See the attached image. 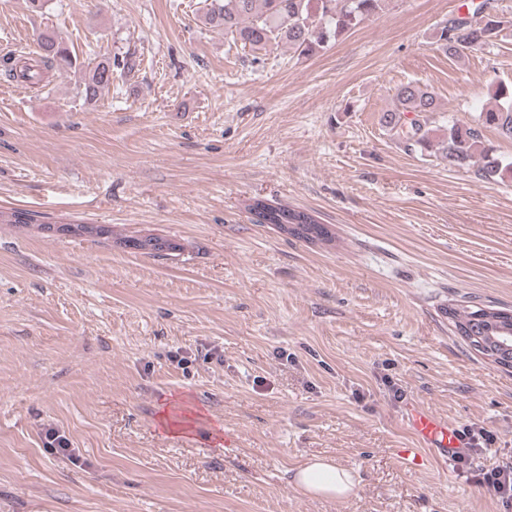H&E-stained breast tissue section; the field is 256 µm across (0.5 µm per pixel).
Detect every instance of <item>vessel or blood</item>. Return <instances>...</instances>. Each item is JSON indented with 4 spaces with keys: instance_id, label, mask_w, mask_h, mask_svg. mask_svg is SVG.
I'll return each instance as SVG.
<instances>
[{
    "instance_id": "obj_1",
    "label": "vessel or blood",
    "mask_w": 512,
    "mask_h": 512,
    "mask_svg": "<svg viewBox=\"0 0 512 512\" xmlns=\"http://www.w3.org/2000/svg\"><path fill=\"white\" fill-rule=\"evenodd\" d=\"M407 426L418 441L417 447L401 449L400 454L413 461L421 456L422 450H429L434 456L447 460L460 452L463 441L447 422L419 407L412 408L407 415Z\"/></svg>"
}]
</instances>
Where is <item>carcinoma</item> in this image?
Instances as JSON below:
<instances>
[{
  "mask_svg": "<svg viewBox=\"0 0 512 512\" xmlns=\"http://www.w3.org/2000/svg\"><path fill=\"white\" fill-rule=\"evenodd\" d=\"M389 0H211L204 15L206 24L224 30L225 34L245 47L261 50L271 44L283 43L288 50L311 56L330 40H335L360 25L366 18L386 7ZM470 13L480 15L474 21L458 17L448 19L437 28L435 38L440 48L451 56H458L461 48H488L494 45L504 30L505 21L496 12L493 0L471 3ZM35 57L23 59L8 70V76L22 83L37 85L53 68L67 69L76 65L65 41L54 33L42 34L37 42ZM136 61L131 58L107 56L89 70L84 82L85 98L92 101L99 92L112 83L118 67L132 69ZM495 104L483 108L476 125L463 129L457 124L434 125L432 115L438 111L434 94L417 83L398 86L392 104L383 119L386 127L394 131L406 148L435 146L437 153L457 166L469 164L481 156L483 164L478 176L494 181L512 173V161L505 162L488 154L482 148L485 128H492L504 138L512 140V86L500 83L493 93ZM256 212L260 224L295 225L301 239L310 243L331 244L335 235L313 215L285 205H272L255 199L247 205ZM448 320L455 332L480 355L485 352L476 346L481 337L494 353L490 362L512 369V349L501 347L489 335L491 329H512V311L492 306L457 304L448 307Z\"/></svg>",
  "mask_w": 512,
  "mask_h": 512,
  "instance_id": "obj_1",
  "label": "carcinoma"
}]
</instances>
